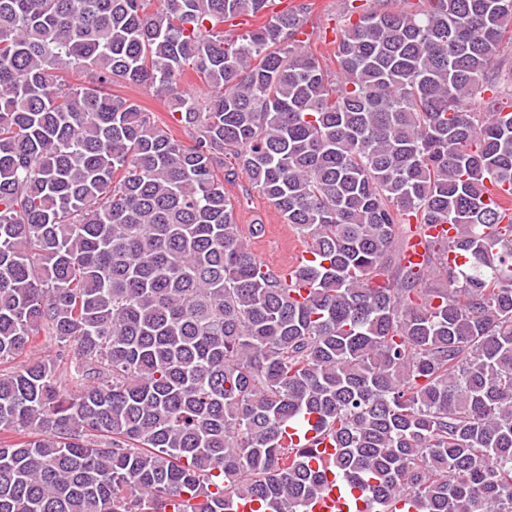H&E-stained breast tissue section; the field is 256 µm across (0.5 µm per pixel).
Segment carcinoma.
Wrapping results in <instances>:
<instances>
[{
  "label": "carcinoma",
  "mask_w": 512,
  "mask_h": 512,
  "mask_svg": "<svg viewBox=\"0 0 512 512\" xmlns=\"http://www.w3.org/2000/svg\"><path fill=\"white\" fill-rule=\"evenodd\" d=\"M387 2L349 0L333 73L304 2L0 0V364L54 352L0 372V433L30 434L0 442V512H309L328 469L385 512H512V213L486 186H512V0ZM241 173L313 260H258ZM413 222L456 229L416 268ZM112 91L127 97L136 99L147 112H152L155 120L161 126H167L171 133L180 139H187L184 130L179 126L171 116V110L165 98L156 96L152 91H149L140 86L128 84H113Z\"/></svg>",
  "instance_id": "carcinoma-1"
}]
</instances>
